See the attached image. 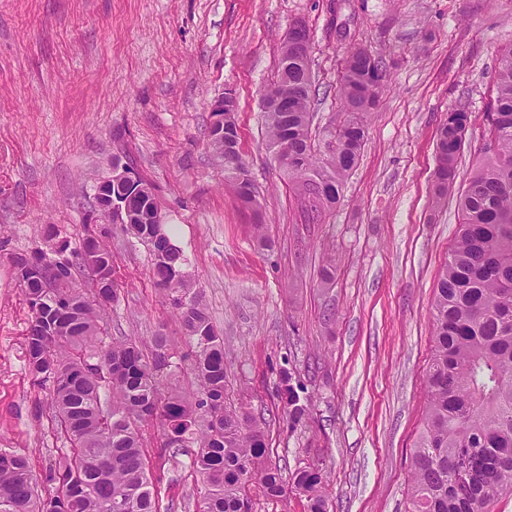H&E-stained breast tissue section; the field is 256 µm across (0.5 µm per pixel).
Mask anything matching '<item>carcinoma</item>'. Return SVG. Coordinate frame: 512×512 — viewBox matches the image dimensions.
<instances>
[{
	"label": "carcinoma",
	"instance_id": "carcinoma-1",
	"mask_svg": "<svg viewBox=\"0 0 512 512\" xmlns=\"http://www.w3.org/2000/svg\"><path fill=\"white\" fill-rule=\"evenodd\" d=\"M386 69L359 48L346 57L338 95L348 117L323 158L310 135L313 85L309 35L283 43L276 80L265 98L288 97V109L265 111L266 145L288 179L304 186L322 206L338 202L365 137L364 115L379 100ZM488 155L457 198L462 222L435 288L433 350L426 374L423 430L410 458L409 512H490L502 494H512V47L497 58L496 96L487 112ZM469 114L448 113L438 130L434 202H447L455 185ZM224 180L240 188L251 177L238 152L236 112L224 113ZM250 213L260 247L273 241L262 222L257 188L237 192ZM92 213L107 224L105 210L125 205L124 231L147 244L152 276L185 338L182 354L158 334L143 349L128 338L110 337L101 311L118 299L115 281L102 285L86 254L112 275V248L89 232L71 246L56 240L49 225L46 247L16 254L29 259L18 276L31 319L25 337L28 368L49 386L53 417L64 447L39 494L26 456L0 451V512H159L142 427L158 421L162 452L190 454L203 492L198 512H252L254 494L282 498L297 492L307 512H328L321 469L305 466L283 476L269 461L266 421L226 403L224 339L213 325L200 290L184 269L181 251L162 224H148L155 197L102 184ZM94 277L92 295L73 288L77 273ZM185 363L195 392L186 394L174 370ZM112 400L104 401V389ZM279 395L294 423L307 419L292 375L283 372Z\"/></svg>",
	"mask_w": 512,
	"mask_h": 512
}]
</instances>
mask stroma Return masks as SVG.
Listing matches in <instances>:
<instances>
[{"mask_svg":"<svg viewBox=\"0 0 512 512\" xmlns=\"http://www.w3.org/2000/svg\"><path fill=\"white\" fill-rule=\"evenodd\" d=\"M299 20L312 40L318 153L345 119L348 53L368 50L387 73L358 163L326 210L266 148L264 94ZM510 45L512 0H0V449L25 454L39 491L52 492L45 474L62 441L27 369L30 314L11 258L43 245L49 224L78 243L116 157L153 184L224 338L232 396L269 423L271 461L323 468L329 512H408L432 304L459 224L455 203L432 205L436 135L449 111L469 113L463 188L486 155L496 58ZM227 91L269 251L208 144L210 104ZM104 230L119 286L104 313L111 335L174 334L147 246L119 225ZM285 370L308 399L297 426L278 396ZM143 434L163 471L160 512H194L189 457H159L155 423Z\"/></svg>","mask_w":512,"mask_h":512,"instance_id":"1","label":"stroma"}]
</instances>
